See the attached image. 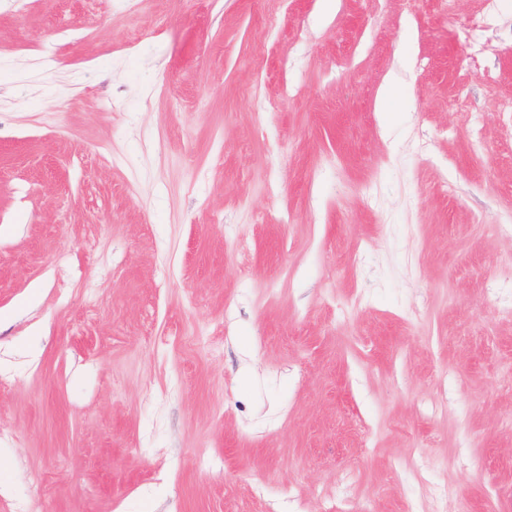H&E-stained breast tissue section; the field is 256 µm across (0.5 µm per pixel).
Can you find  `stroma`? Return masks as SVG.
I'll return each instance as SVG.
<instances>
[{
	"mask_svg": "<svg viewBox=\"0 0 512 512\" xmlns=\"http://www.w3.org/2000/svg\"><path fill=\"white\" fill-rule=\"evenodd\" d=\"M0 512H512V0H0Z\"/></svg>",
	"mask_w": 512,
	"mask_h": 512,
	"instance_id": "obj_1",
	"label": "stroma"
}]
</instances>
